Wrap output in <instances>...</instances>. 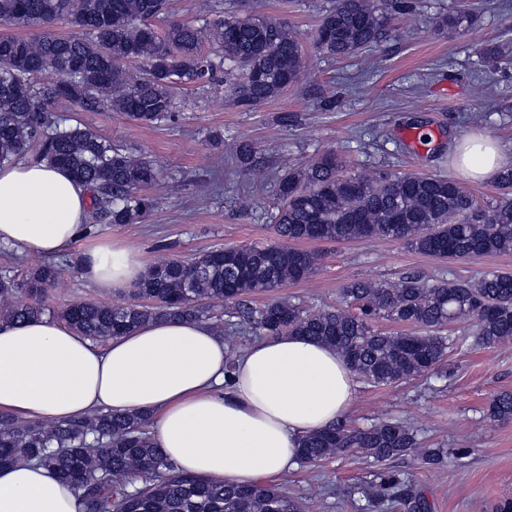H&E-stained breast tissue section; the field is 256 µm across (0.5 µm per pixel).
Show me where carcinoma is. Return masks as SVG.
<instances>
[{"instance_id": "carcinoma-1", "label": "carcinoma", "mask_w": 512, "mask_h": 512, "mask_svg": "<svg viewBox=\"0 0 512 512\" xmlns=\"http://www.w3.org/2000/svg\"><path fill=\"white\" fill-rule=\"evenodd\" d=\"M414 0H333L314 38L316 53L347 58L378 46ZM57 20L72 36L0 37V165L28 155L69 172L91 192L83 235L105 224H138L154 207L146 190L161 181L153 160L133 155L99 133L65 125L52 110L60 100L101 103L126 119L153 125L174 116L175 89L212 83L224 74L238 106L253 108L294 86L308 55L283 22L252 15H216L201 24L172 17L169 0H0V26L39 27ZM471 24L465 12L438 17L440 31ZM140 65L132 76L129 65ZM350 161L327 152L302 169L276 176L272 216L279 243L216 246L191 259L147 268L130 302L78 300L57 313L77 333L105 342L156 320H201L222 306L234 319L225 335L235 352L248 337L295 333L334 346L365 382L383 385L435 371L458 345L448 325L471 321L482 347L512 342V273L473 278L409 273L395 282L355 280L334 308L307 311L272 293L309 277L318 254L299 241L394 239L453 260L512 251V169L501 172L504 197L484 205L442 175L346 173ZM59 270L44 262L18 279L0 277V322L45 315V296ZM269 295L260 305L252 297ZM387 319L418 328L386 333ZM492 421L512 419V393L489 401ZM150 418L95 411L71 420H22L0 412V466L25 461L49 467L78 493L81 512H303L300 498L276 483L251 487L208 484L179 470L157 448ZM424 464L448 458L442 448H418L410 425L385 420L363 428L340 421L307 436L300 460L316 463L361 453L375 463L413 449ZM380 500L397 499L428 512L424 497L395 470L375 474Z\"/></svg>"}]
</instances>
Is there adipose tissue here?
I'll use <instances>...</instances> for the list:
<instances>
[{
	"label": "adipose tissue",
	"mask_w": 512,
	"mask_h": 512,
	"mask_svg": "<svg viewBox=\"0 0 512 512\" xmlns=\"http://www.w3.org/2000/svg\"><path fill=\"white\" fill-rule=\"evenodd\" d=\"M456 165L481 182L512 165L492 140L457 146ZM89 217L88 190L45 162L0 166V242L20 252L67 251ZM85 278L120 293L146 270L141 253L100 244ZM356 375L335 348L295 334L254 340L230 355L202 321L158 320L105 346L49 317L0 323V409L24 419L69 420L92 410L150 415V434L183 472L251 486L293 469L306 436L352 407ZM73 488L48 468L0 467V512H80Z\"/></svg>",
	"instance_id": "adipose-tissue-1"
}]
</instances>
